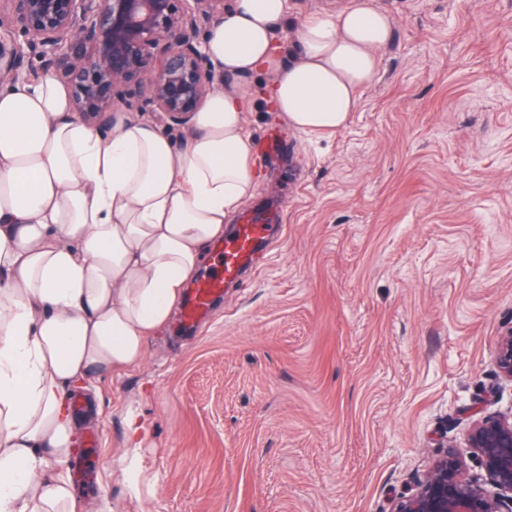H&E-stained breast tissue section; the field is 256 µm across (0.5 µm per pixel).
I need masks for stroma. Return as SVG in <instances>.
Returning <instances> with one entry per match:
<instances>
[{
	"mask_svg": "<svg viewBox=\"0 0 512 512\" xmlns=\"http://www.w3.org/2000/svg\"><path fill=\"white\" fill-rule=\"evenodd\" d=\"M288 0L286 56L315 11ZM395 19L348 125L306 134L250 75L262 246L191 330L92 374L66 474L77 512H391L466 410L512 414V0H374ZM283 143L263 149L270 131ZM145 426L122 476L129 419ZM495 365L499 376L512 382V328L500 336Z\"/></svg>",
	"mask_w": 512,
	"mask_h": 512,
	"instance_id": "obj_1",
	"label": "stroma"
}]
</instances>
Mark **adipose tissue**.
<instances>
[{"label":"adipose tissue","mask_w":512,"mask_h":512,"mask_svg":"<svg viewBox=\"0 0 512 512\" xmlns=\"http://www.w3.org/2000/svg\"><path fill=\"white\" fill-rule=\"evenodd\" d=\"M288 0H236L207 52L223 89L185 147L120 113L102 137L46 77L0 88V512H76L60 470L92 373H122L166 326L208 244L257 180L245 129L248 75L304 133L344 127L371 83L394 18L370 0L315 12L284 61L274 29Z\"/></svg>","instance_id":"1"}]
</instances>
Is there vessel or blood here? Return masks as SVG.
I'll use <instances>...</instances> for the list:
<instances>
[{"label":"vessel or blood","mask_w":512,"mask_h":512,"mask_svg":"<svg viewBox=\"0 0 512 512\" xmlns=\"http://www.w3.org/2000/svg\"><path fill=\"white\" fill-rule=\"evenodd\" d=\"M265 229V224L259 222L241 225L236 236L225 243L216 260V272L208 275L189 292L182 308L184 324L195 325L207 313L212 301L223 295L225 284L237 276L255 241Z\"/></svg>","instance_id":"obj_1"}]
</instances>
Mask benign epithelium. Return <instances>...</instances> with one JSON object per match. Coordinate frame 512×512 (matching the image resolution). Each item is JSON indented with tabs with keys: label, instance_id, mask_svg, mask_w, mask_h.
<instances>
[{
	"label": "benign epithelium",
	"instance_id": "benign-epithelium-1",
	"mask_svg": "<svg viewBox=\"0 0 512 512\" xmlns=\"http://www.w3.org/2000/svg\"><path fill=\"white\" fill-rule=\"evenodd\" d=\"M223 18L224 0H0V84L56 78L97 129L117 102L183 126L217 80L200 31ZM495 365L512 382V329ZM472 414L467 447L494 491L450 445L392 512H512V415Z\"/></svg>",
	"mask_w": 512,
	"mask_h": 512
}]
</instances>
